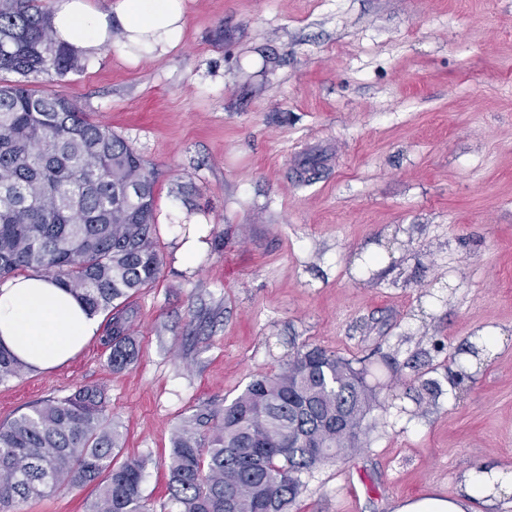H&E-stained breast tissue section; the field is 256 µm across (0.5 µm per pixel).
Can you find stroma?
<instances>
[{"instance_id": "1", "label": "stroma", "mask_w": 512, "mask_h": 512, "mask_svg": "<svg viewBox=\"0 0 512 512\" xmlns=\"http://www.w3.org/2000/svg\"><path fill=\"white\" fill-rule=\"evenodd\" d=\"M181 45L120 41L47 83L153 168L157 280L126 303L138 357L101 338L0 383V423L89 385L179 512L174 431L304 344L370 358L357 448L301 476L291 512H393L512 466V0H184ZM200 222L194 264L174 254ZM500 331L476 366L479 330ZM63 486L18 512H89Z\"/></svg>"}]
</instances>
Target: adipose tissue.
I'll return each mask as SVG.
<instances>
[{"label":"adipose tissue","instance_id":"adipose-tissue-1","mask_svg":"<svg viewBox=\"0 0 512 512\" xmlns=\"http://www.w3.org/2000/svg\"><path fill=\"white\" fill-rule=\"evenodd\" d=\"M182 0H53L52 35L76 53L93 55L122 29L124 46L158 55L175 49L185 28ZM98 314L74 293L42 275L17 276L0 284V347L37 371L58 367L96 336ZM512 494V466L474 470L454 496L427 492L398 501L393 512H481Z\"/></svg>","mask_w":512,"mask_h":512}]
</instances>
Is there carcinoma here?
<instances>
[{
  "instance_id": "cac0c4a2",
  "label": "carcinoma",
  "mask_w": 512,
  "mask_h": 512,
  "mask_svg": "<svg viewBox=\"0 0 512 512\" xmlns=\"http://www.w3.org/2000/svg\"><path fill=\"white\" fill-rule=\"evenodd\" d=\"M46 0H0V279L34 269L92 311L113 310L103 344L122 370L137 358L120 306L155 282V173L70 99L30 84L76 72ZM25 366L0 348V383ZM369 368L303 345L175 432L167 468L181 512H290L299 474L355 446L376 390ZM123 433L104 392L82 386L0 424V512L60 485L92 486L91 512H147L148 461L118 463Z\"/></svg>"
}]
</instances>
